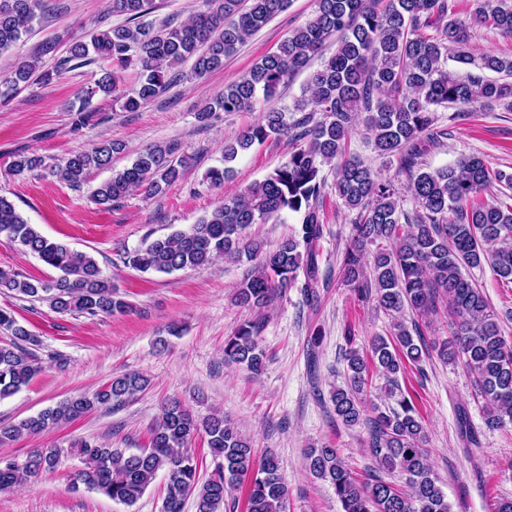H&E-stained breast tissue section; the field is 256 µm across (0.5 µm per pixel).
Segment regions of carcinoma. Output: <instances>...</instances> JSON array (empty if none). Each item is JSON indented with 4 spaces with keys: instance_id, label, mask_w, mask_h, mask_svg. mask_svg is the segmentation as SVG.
Masks as SVG:
<instances>
[{
    "instance_id": "1",
    "label": "carcinoma",
    "mask_w": 512,
    "mask_h": 512,
    "mask_svg": "<svg viewBox=\"0 0 512 512\" xmlns=\"http://www.w3.org/2000/svg\"><path fill=\"white\" fill-rule=\"evenodd\" d=\"M290 0H203V9L181 23L159 26L146 20L153 0H107V11L127 16V24L99 31L87 41H76L59 58L55 72L74 60L109 62L85 91L77 124L91 118L88 110L97 94L113 95V102L134 112L163 93L193 60L202 76L224 65L234 53ZM378 0H315L313 17L294 29L273 52L257 59L241 77L224 85L212 103L198 113L243 112L258 96L271 101L296 75L306 71L327 42L332 55L310 73L293 105L271 106L257 124L224 143V161L238 151L274 136L288 134L296 141L288 160L232 196H224L207 215L185 230L147 238L125 250L121 261L132 268L169 274L206 266L224 256L254 262L238 285L235 302L262 310L282 292L296 288L310 306L320 298L317 249L323 233V204L333 194L355 213L342 257L346 282L359 296L376 300L396 318L394 333L375 338L370 358L353 350L346 356L345 386L331 392L338 420L347 427L368 428V451L378 469L397 472L406 489L375 476L357 479L331 445L311 448L308 465L328 482L342 512H451L448 499L427 459L426 434L412 399L398 381L406 365H419L429 356L418 324L408 327L406 314L426 315L448 301L451 346L440 356L459 362L473 376L479 395L489 406L485 423L502 427L512 423V343L502 335L497 314L483 290L464 273L488 265L496 279L512 284V205L482 198L493 184L512 189V174L492 169L476 155L441 169L426 171L422 156L428 147L448 136L435 127L438 109L479 103L487 109L512 107V55L487 52L477 63L470 53V24H490L512 36V0H483L471 23L454 17L455 0H389L384 10ZM43 11V0H0V55L29 34ZM429 28L435 34L426 33ZM56 51L46 42L32 54L17 59L0 75V97H10L34 75L43 82L42 57ZM475 70L462 74L448 70V57ZM135 70L138 82L126 89L123 73ZM505 75L489 79L483 71ZM300 112L293 122L286 113ZM321 119H314L315 114ZM363 119L374 150L383 158L398 157L412 210L403 209L392 183L347 152L350 130ZM123 145L102 139L88 150L73 151L57 163L20 153L11 163L15 175L47 170L72 186L82 184L94 170L112 167L113 155ZM175 144H155L128 167L112 171L90 196L106 208L140 189L157 196L182 176L186 157L176 156ZM333 166L328 181L323 166ZM283 211L300 217L298 227L269 249L248 239L245 230ZM58 271V277L32 279L20 272L0 270V289L31 301L45 302L63 314L113 315L129 304L103 275L90 254L42 234L15 204L0 195V234ZM382 241L391 248L373 254L370 272L363 269L370 246ZM0 328L11 334L0 346V399L28 385L42 370L30 351L38 339L0 309ZM262 324H241L224 339V360L258 372L266 354L259 343ZM387 380L393 404L374 418L364 415L363 394L369 369ZM146 387L136 373L114 376L94 393L64 399L10 426L0 427V443L35 436L59 428L90 411L123 404ZM207 439L216 466L199 478V461L190 448L197 435ZM84 467L73 486H84L127 507L133 506L157 476L164 480L162 512H183L186 499L195 498L197 512H237L232 491L246 486L245 512H287L288 487L278 457L268 451L257 457L251 440L220 414L196 419L180 401L164 403L150 429V444L129 451L82 440L71 446ZM59 448H34L26 457L0 459V492L11 491L61 464Z\"/></svg>"
}]
</instances>
